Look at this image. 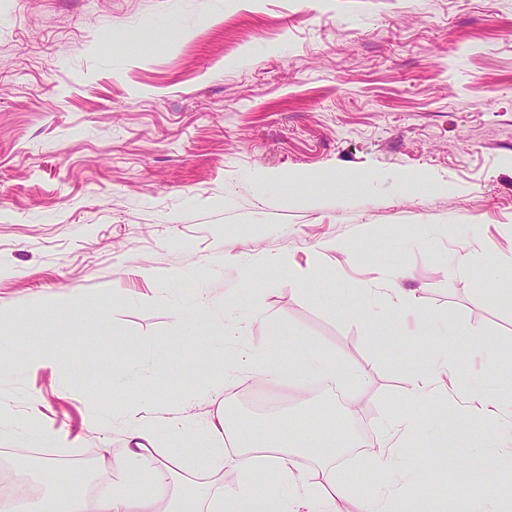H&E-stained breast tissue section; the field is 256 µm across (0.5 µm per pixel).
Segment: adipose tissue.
<instances>
[{
	"label": "adipose tissue",
	"mask_w": 512,
	"mask_h": 512,
	"mask_svg": "<svg viewBox=\"0 0 512 512\" xmlns=\"http://www.w3.org/2000/svg\"><path fill=\"white\" fill-rule=\"evenodd\" d=\"M230 364L231 376L208 392L210 401H217L224 391L235 387L238 375L245 373H262L294 392L301 390L309 377L331 385L348 374L342 361L312 350L304 352L297 368L287 374L268 359L262 346L235 355ZM152 410L149 400L137 399L127 405L124 419L128 446L106 459L108 466L122 476L120 485L111 492H73L64 496L55 486L36 510L21 483L9 500L8 512H341L340 502L349 499L355 501L358 512H432L421 491L412 487L404 490L390 481L392 473L402 465L399 437L412 429L410 420L378 424L371 457L376 477L373 482L356 487L336 470L338 449L355 447L354 436L315 449L320 468L308 472L299 464L303 449L275 443L271 432L231 423L219 410L204 423L183 419L168 426L173 433H202L211 440L205 466L197 469L181 455L161 447V431L149 418ZM428 437L433 447L443 449L442 459L448 466L458 465L466 458L475 459L481 470L492 477L504 464L502 449L512 446V427L485 433L476 442L467 430L436 421L431 424ZM228 440L233 443L229 449L224 446ZM228 456L233 457L240 472L236 488L230 491L224 488L223 473ZM262 472L275 478L274 485L263 492L255 484L256 475Z\"/></svg>",
	"instance_id": "obj_1"
}]
</instances>
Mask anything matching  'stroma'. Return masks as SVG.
<instances>
[{"mask_svg": "<svg viewBox=\"0 0 512 512\" xmlns=\"http://www.w3.org/2000/svg\"><path fill=\"white\" fill-rule=\"evenodd\" d=\"M394 288L433 330L367 320ZM508 288L512 0H0V358L49 348L75 368L69 384L50 366L0 377V482L23 474L19 448L62 476L120 452L136 393L157 418L206 421L230 318L283 368L322 346L361 378L332 394L244 376L229 418L269 428L251 397L282 404L297 447L409 417L400 480L468 512L481 472L443 467L426 428L463 418L472 378L512 398ZM43 294L78 305L49 318ZM195 304L215 316L192 330L178 314ZM447 348L455 393L413 403L412 376ZM91 403L106 431L87 429ZM35 411L56 446L16 430Z\"/></svg>", "mask_w": 512, "mask_h": 512, "instance_id": "35a3bbf8", "label": "stroma"}]
</instances>
